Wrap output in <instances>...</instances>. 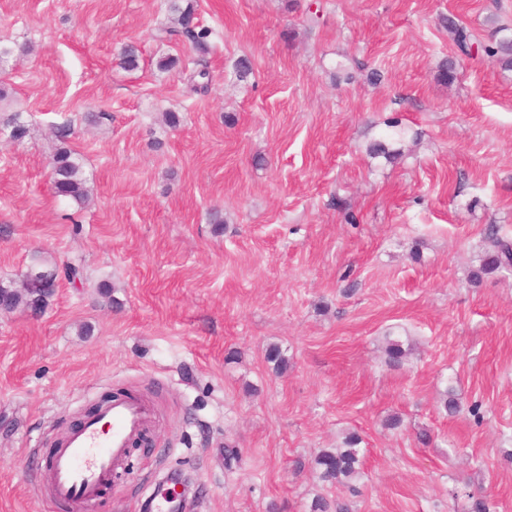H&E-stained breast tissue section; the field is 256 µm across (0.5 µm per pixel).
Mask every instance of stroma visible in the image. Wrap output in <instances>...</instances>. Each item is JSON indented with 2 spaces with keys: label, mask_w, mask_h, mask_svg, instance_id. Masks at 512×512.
I'll return each mask as SVG.
<instances>
[{
  "label": "stroma",
  "mask_w": 512,
  "mask_h": 512,
  "mask_svg": "<svg viewBox=\"0 0 512 512\" xmlns=\"http://www.w3.org/2000/svg\"><path fill=\"white\" fill-rule=\"evenodd\" d=\"M167 14L168 0H0V111L28 128L0 126V282L36 256L81 258L84 275L41 314L0 312V512H78L52 503L44 458L123 391L154 406L149 444L90 512H144L175 471L198 512H309L319 496L470 512L484 495L512 512V269L470 280L488 226L512 239V70L459 55L444 26L512 38V0H198L215 32L203 95L187 87L195 52L154 37ZM128 45L138 69L120 63ZM390 121L393 163L367 153ZM66 122L81 207L51 182ZM389 333L414 347L402 367L385 363ZM350 432L353 494L313 462Z\"/></svg>",
  "instance_id": "35a3bbf8"
}]
</instances>
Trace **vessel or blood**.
Instances as JSON below:
<instances>
[{"label":"vessel or blood","instance_id":"obj_1","mask_svg":"<svg viewBox=\"0 0 512 512\" xmlns=\"http://www.w3.org/2000/svg\"><path fill=\"white\" fill-rule=\"evenodd\" d=\"M152 419V404L132 394L113 399L66 433L46 465L53 500L73 504L96 498Z\"/></svg>","mask_w":512,"mask_h":512}]
</instances>
